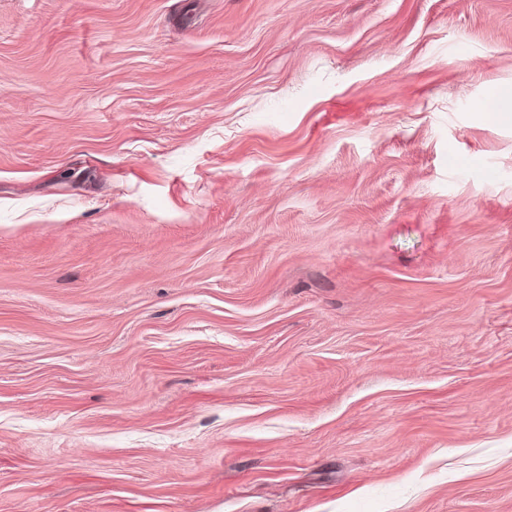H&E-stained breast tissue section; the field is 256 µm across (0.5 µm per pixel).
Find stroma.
<instances>
[{"mask_svg": "<svg viewBox=\"0 0 512 512\" xmlns=\"http://www.w3.org/2000/svg\"><path fill=\"white\" fill-rule=\"evenodd\" d=\"M512 0H0V512H512Z\"/></svg>", "mask_w": 512, "mask_h": 512, "instance_id": "stroma-1", "label": "stroma"}]
</instances>
